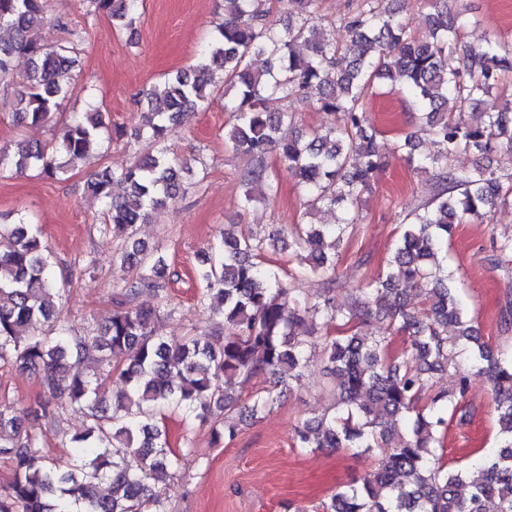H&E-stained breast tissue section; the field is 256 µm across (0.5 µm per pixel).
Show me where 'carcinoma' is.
<instances>
[{"mask_svg": "<svg viewBox=\"0 0 512 512\" xmlns=\"http://www.w3.org/2000/svg\"><path fill=\"white\" fill-rule=\"evenodd\" d=\"M89 14H103L118 27L132 26L139 0H85ZM268 0H225L227 15L199 50L195 65L179 69L136 99L146 109L142 137L152 150L129 166L93 174L88 184L103 206L106 229L129 238L149 219L186 192L193 174L187 160L167 146L170 128L186 120L224 91L229 121L225 144L246 156L245 186L277 192L269 158L288 166L312 209L337 212L334 224H297L292 230H222L203 251L195 268L199 302L224 317V336L215 341L190 337L172 346L155 325L171 304L174 276L167 259L143 246L122 245L114 252L119 271L137 269L136 283L120 286L112 313L91 332L77 335L59 319L57 303L65 289L42 234L32 223L0 224V364L43 373L49 397L35 412L51 421L66 409L86 416V427L72 438L80 453L67 462L47 460L37 439L23 427L25 412L0 405V457L13 476L0 486V512H167L154 490L179 458L159 424L165 411L185 422H205L211 408L224 410L213 422L215 441L231 442L237 423L270 412L281 393L256 392L246 402L226 390L232 379L261 373L289 386L301 381L312 350L319 348L335 375L334 404L296 428L300 448H358L377 451V470L344 484L320 512H512V349L480 341L474 318L452 286V275L435 263L453 226L485 221L499 207L512 206V170L479 166L456 171L450 161L461 152H499L512 161V109L490 104L502 78L512 73V41L488 38L480 47L462 34L474 20L448 8V0H428V37L417 39L397 0H357L338 19L318 14L319 0H282L288 22L271 18ZM48 18L46 0H0V84L15 91L10 104L17 124L55 121L70 101L69 75L80 36L64 15L53 23L72 39L40 46L36 31ZM346 29L349 42L336 43L331 29ZM29 58L19 73L15 60ZM375 84L407 94L425 120L436 151H419L417 133L397 149L417 170L436 172L441 190L406 214L391 258L378 276L348 304L336 303V256L348 229L362 221L365 192L387 163V145L364 112ZM316 96V110L340 113L345 123L303 137L287 135L296 112L288 104ZM287 103L267 110L268 100ZM484 107L473 125L468 109ZM126 137L122 126L102 123L98 107L87 102L54 129L53 142L16 149L0 145V175L30 171L60 179L77 158L90 159L105 139ZM124 189L114 199V188ZM308 252L293 279L320 278L324 291L301 298L264 263L269 250ZM153 291L157 308L135 304L139 288ZM425 304L410 310L408 294ZM386 324L407 337L401 359L388 355L389 337L362 332L367 321ZM43 321L49 334L21 340L17 328ZM308 328H303L305 321ZM458 333L448 335V326ZM465 355L473 374L490 385L500 442L474 460L450 468L439 450L448 415L471 416L466 404L470 378L461 376L444 390L433 379L456 368ZM90 361L102 372L75 371L63 383L58 372ZM120 375L125 390L107 408L105 381Z\"/></svg>", "mask_w": 512, "mask_h": 512, "instance_id": "1", "label": "carcinoma"}]
</instances>
